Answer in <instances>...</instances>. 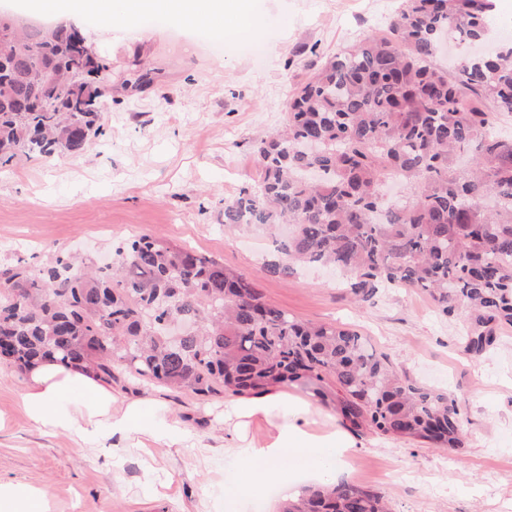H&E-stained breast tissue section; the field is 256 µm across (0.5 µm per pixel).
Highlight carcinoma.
Returning <instances> with one entry per match:
<instances>
[{"instance_id":"cac0c4a2","label":"carcinoma","mask_w":512,"mask_h":512,"mask_svg":"<svg viewBox=\"0 0 512 512\" xmlns=\"http://www.w3.org/2000/svg\"><path fill=\"white\" fill-rule=\"evenodd\" d=\"M492 0H404L387 33L342 50L296 89L285 130L262 141L263 178L224 202V228L262 226L284 278L333 267L355 300L387 283L428 293L446 317L467 314L479 356L512 326V43L434 64L442 38L489 40ZM0 167L51 160L104 135V60L62 26L0 40ZM47 88V109L17 99ZM410 194L390 198L385 183ZM0 358L20 371L49 361L107 385L118 365L199 397H259L302 386L356 435L465 447L448 391L396 373L367 337L309 324L269 305L215 258L149 234L112 246V263L58 254L34 270L0 266ZM281 512H388L383 497L341 482L308 490Z\"/></svg>"}]
</instances>
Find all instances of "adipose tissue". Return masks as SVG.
Wrapping results in <instances>:
<instances>
[{"instance_id": "1", "label": "adipose tissue", "mask_w": 512, "mask_h": 512, "mask_svg": "<svg viewBox=\"0 0 512 512\" xmlns=\"http://www.w3.org/2000/svg\"><path fill=\"white\" fill-rule=\"evenodd\" d=\"M127 23L149 18L178 19L189 26H205L216 38L231 35L251 38L260 22L250 0H122ZM30 382L21 392V404L35 427L74 430L80 441L109 448L114 438L140 436L142 442L179 444L176 428L159 424L150 400L139 399L117 409L111 394L90 377L54 363L34 367ZM283 406V419L274 423L266 439H249L248 428L256 419H269L276 406ZM233 423L224 427V451L243 460L245 471L224 488L225 503L250 495L257 488L278 485L284 498L297 497L301 488L294 477L303 472L320 479L336 464L353 455L355 444L341 431L313 429L317 410L312 401L266 394L233 405Z\"/></svg>"}]
</instances>
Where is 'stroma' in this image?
<instances>
[{"label":"stroma","mask_w":512,"mask_h":512,"mask_svg":"<svg viewBox=\"0 0 512 512\" xmlns=\"http://www.w3.org/2000/svg\"><path fill=\"white\" fill-rule=\"evenodd\" d=\"M403 0H253L254 39L212 40L175 21L136 27L82 16L74 25L108 70L104 134L83 150L0 168V264L42 266L60 251L108 254L130 232L192 247L248 278L297 319L367 336L398 373L447 389L465 446L450 452L366 433L343 480L382 495L391 512H512V327L466 354L463 318L440 316L410 288L356 302L341 278L307 269L284 279L266 266L271 238L224 228V203L257 185L254 148L286 123V103L315 64L386 32ZM151 82L137 87L141 74ZM27 373L0 363V484L44 490L51 512H224L242 463L225 455L228 399L200 400L119 375L118 403L157 402L183 447L124 441L117 461L74 432L36 428L18 402Z\"/></svg>","instance_id":"obj_1"}]
</instances>
